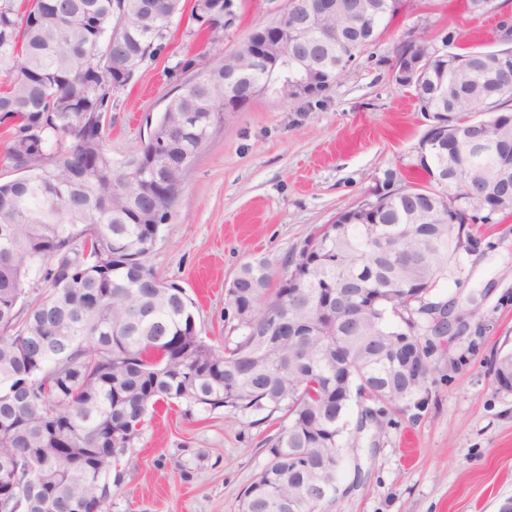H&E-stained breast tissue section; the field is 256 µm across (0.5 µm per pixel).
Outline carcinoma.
I'll return each instance as SVG.
<instances>
[{"label":"carcinoma","instance_id":"1","mask_svg":"<svg viewBox=\"0 0 512 512\" xmlns=\"http://www.w3.org/2000/svg\"><path fill=\"white\" fill-rule=\"evenodd\" d=\"M374 13L326 17L334 42L318 50L340 77L382 36L400 0H376ZM181 0H28L19 11L0 0V163L19 177L0 183V512H47L41 483L51 480L53 512H108L112 471L159 405L230 413L282 414L266 440L267 462L243 493L241 512H324L336 491L309 497L304 482L337 472L348 442L352 400L393 405L426 384L407 373L409 351L433 340L420 322L430 293L447 278L444 262L475 248L467 226L512 216V182L493 179L512 165V19L497 26L503 47H469L468 57L425 37L400 42L389 71L429 56L414 80L430 125L409 164L426 184L396 186L389 169L369 196L338 213L304 242L293 269L271 287L264 258L245 264L227 289L224 349L197 331L192 302L146 265L185 176L224 112L267 88L279 63H259L224 98L221 62L181 85L140 151L112 158L103 118L117 91L168 47ZM190 19L224 27V14L194 0ZM194 112L196 123L168 141L156 136ZM474 118L484 143L437 142L436 127ZM379 295L357 325L325 313L345 279ZM43 292L26 301L24 285ZM414 321L397 336L389 316ZM495 378L512 381V353ZM61 439L75 458L47 452Z\"/></svg>","mask_w":512,"mask_h":512}]
</instances>
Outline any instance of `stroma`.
<instances>
[{
  "mask_svg": "<svg viewBox=\"0 0 512 512\" xmlns=\"http://www.w3.org/2000/svg\"><path fill=\"white\" fill-rule=\"evenodd\" d=\"M474 16L463 0H403L380 41L316 98L270 91L225 113L187 174L180 202L146 263L194 303L200 336L220 348L229 327L225 294L241 266L267 259L274 279L321 225L355 206L386 170L421 182L407 156L427 129L411 89L382 60L409 36L438 39L455 27L495 47L500 15ZM238 19L210 42L189 18L174 22L167 51L120 90L103 120L114 159L136 153L178 84L177 61L206 67L278 14L284 0H238ZM476 249L461 252L432 300L454 303V336L436 345L426 390L404 410L381 409L379 432L347 449L327 512H499L512 499V392L498 389L495 361L512 352V217L477 224ZM277 418L224 410L162 409L135 442L137 466L123 469L111 512H240L241 495L267 461L264 441Z\"/></svg>",
  "mask_w": 512,
  "mask_h": 512,
  "instance_id": "stroma-1",
  "label": "stroma"
}]
</instances>
